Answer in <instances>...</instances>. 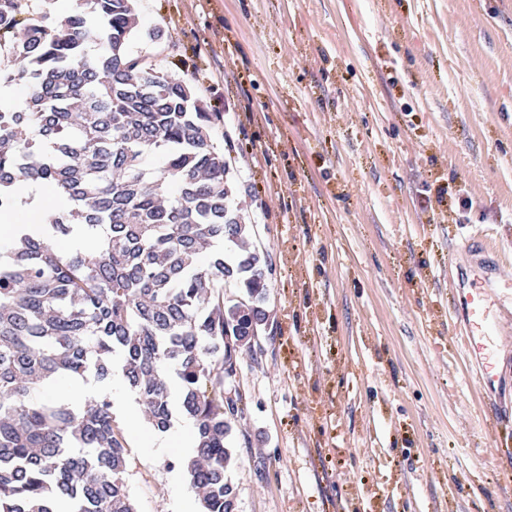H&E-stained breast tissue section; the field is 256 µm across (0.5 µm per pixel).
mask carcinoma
<instances>
[{"instance_id": "cac0c4a2", "label": "carcinoma", "mask_w": 512, "mask_h": 512, "mask_svg": "<svg viewBox=\"0 0 512 512\" xmlns=\"http://www.w3.org/2000/svg\"><path fill=\"white\" fill-rule=\"evenodd\" d=\"M137 29L134 0H76L60 22L0 0L13 62L0 82L27 89L25 110L0 111V212L22 182L69 201L0 252V512H56L61 499L74 512H136L109 395L30 398L61 374L104 383L116 357L151 425L167 428L177 410L193 420L196 454L181 467L201 512L235 509L243 409L224 380L268 326L273 262L233 204L230 160L211 138L220 114L189 80L130 52ZM151 151L164 156L153 172L141 167ZM76 227L96 244L60 251ZM229 281L244 289L231 304Z\"/></svg>"}]
</instances>
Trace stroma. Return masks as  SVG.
<instances>
[{"label": "stroma", "instance_id": "35a3bbf8", "mask_svg": "<svg viewBox=\"0 0 512 512\" xmlns=\"http://www.w3.org/2000/svg\"><path fill=\"white\" fill-rule=\"evenodd\" d=\"M129 49L219 113L272 257L226 379L235 512H512L487 396L448 334L463 274L512 282V0H137ZM158 30L150 42L145 33ZM465 189L472 207L438 202ZM137 512H200L182 450L112 408Z\"/></svg>", "mask_w": 512, "mask_h": 512}]
</instances>
